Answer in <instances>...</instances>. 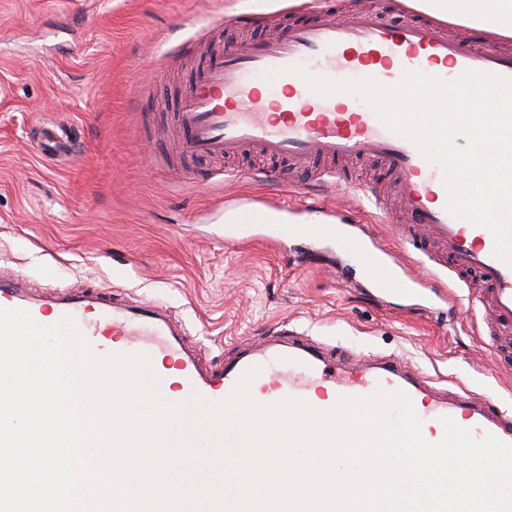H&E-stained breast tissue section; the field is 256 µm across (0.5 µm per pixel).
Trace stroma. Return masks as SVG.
I'll use <instances>...</instances> for the list:
<instances>
[{
	"instance_id": "1",
	"label": "stroma",
	"mask_w": 512,
	"mask_h": 512,
	"mask_svg": "<svg viewBox=\"0 0 512 512\" xmlns=\"http://www.w3.org/2000/svg\"><path fill=\"white\" fill-rule=\"evenodd\" d=\"M250 12L247 0H0V273L39 291L94 285L164 305L190 341L222 360L285 329L363 359L396 355L434 385L512 410V360L468 301L472 283L438 272L426 298L380 294L356 256L375 246L416 265L397 222L360 210L352 186L387 201L396 190L369 166H341L348 186L317 206L301 191L247 179L259 157L155 159L151 141L176 135L167 113L136 90L163 81L178 95L218 21ZM302 0H269L259 29L320 18ZM80 138L59 162L37 148L43 122ZM208 187H200L201 179ZM259 195L285 217L327 216L338 204L344 235L312 238L280 224H245L226 241L225 217ZM455 296L461 315L448 311Z\"/></svg>"
}]
</instances>
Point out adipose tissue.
Masks as SVG:
<instances>
[{
  "label": "adipose tissue",
  "instance_id": "1",
  "mask_svg": "<svg viewBox=\"0 0 512 512\" xmlns=\"http://www.w3.org/2000/svg\"><path fill=\"white\" fill-rule=\"evenodd\" d=\"M406 4L445 21L462 22L512 35V0H405Z\"/></svg>",
  "mask_w": 512,
  "mask_h": 512
}]
</instances>
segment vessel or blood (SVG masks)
<instances>
[{
  "label": "vessel or blood",
  "mask_w": 512,
  "mask_h": 512,
  "mask_svg": "<svg viewBox=\"0 0 512 512\" xmlns=\"http://www.w3.org/2000/svg\"><path fill=\"white\" fill-rule=\"evenodd\" d=\"M467 32L450 34L447 25L420 17L392 23L365 10L329 14L299 22L263 37L225 44L214 34L204 59L192 71L183 91L159 99L172 111L179 150L185 157H221L249 149L260 151L274 166L312 173L315 183H340L333 161L364 160L393 177L400 207L409 220L408 242L425 248L434 240L445 269L475 275L486 288L484 299L495 322L512 326V267L493 255L494 238L483 227L453 216L441 169L429 163L413 143L389 130L372 112L358 111L344 94L312 92L305 76L335 78L337 72H361L383 85H396L405 71H420L448 81L478 70L512 78V53L484 41L472 48ZM289 85L285 96L263 97L261 88ZM73 130L46 126L39 139L48 156L60 157ZM378 286L384 292L403 291L398 270L365 251ZM0 308L30 312L40 324L70 317L93 352L149 356L156 376L173 375L180 404L193 396L219 402L230 395L239 377L258 368L250 391L262 404L300 399L315 409L332 408L342 397H365L376 390L405 391L435 443L442 439V418L471 430L475 438L491 434L512 444V412L468 393L435 387L423 372L396 356L355 361L349 351L288 333L270 337L262 348L212 362L201 346L188 343L185 330L162 307L131 304L113 291L63 289L36 295L21 277L0 278Z\"/></svg>",
  "instance_id": "obj_1"
}]
</instances>
